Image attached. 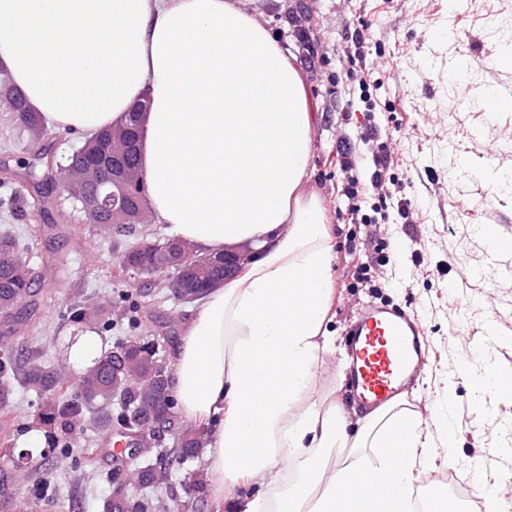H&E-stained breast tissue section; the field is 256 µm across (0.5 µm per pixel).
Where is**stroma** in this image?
<instances>
[{
    "instance_id": "stroma-1",
    "label": "stroma",
    "mask_w": 512,
    "mask_h": 512,
    "mask_svg": "<svg viewBox=\"0 0 512 512\" xmlns=\"http://www.w3.org/2000/svg\"><path fill=\"white\" fill-rule=\"evenodd\" d=\"M299 63L318 121L312 142L307 187L317 194L335 239L332 263L334 294L326 326L341 336L369 302L400 305L418 315L429 356L418 382L404 395L408 409L430 422L444 399L457 404L458 442L438 447L434 470L456 464L494 476L512 474V456L492 452L512 426V396L492 411L478 402L470 376L461 375V359L483 351L504 371H512V252L491 253L476 228L488 226L512 237V202L501 200L483 172L512 173V112L488 115L480 105L485 90L512 95V68L498 54L512 36V0H244ZM318 55L304 63L306 41ZM368 84H361V76ZM8 117L0 108V195L14 193L17 205L0 211L18 245L30 235L39 244L31 263L40 273L35 286L52 291L53 301L22 305L17 322L0 320V348L41 352L53 362L66 353L77 325L68 322L72 305L111 295L113 266L125 241L74 220L58 194L34 203L32 182L63 162L79 146L78 135L53 132L43 145L6 137ZM372 124L389 136L403 197L415 202L411 223L397 213L375 224L352 223L333 202L344 179L336 152L352 145L364 161L374 146L363 139ZM399 252L378 265L380 240ZM371 265L377 285H361L356 271ZM194 309L179 302L167 281L152 285L144 299L145 331H161L165 322L183 331ZM343 344L320 363L322 395L344 405L353 398L345 382ZM52 477L62 495L79 500L82 512H100L111 490L100 481L94 489L73 485L67 468L46 464L15 479L9 497L0 496V512H17L33 482Z\"/></svg>"
}]
</instances>
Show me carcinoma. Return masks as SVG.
<instances>
[{"label":"carcinoma","mask_w":512,"mask_h":512,"mask_svg":"<svg viewBox=\"0 0 512 512\" xmlns=\"http://www.w3.org/2000/svg\"><path fill=\"white\" fill-rule=\"evenodd\" d=\"M8 109L16 110L9 121L13 136L27 137L33 143L48 138L50 130L42 124L38 113L27 111V99L15 87L6 73L0 70V101ZM133 124L129 119L119 125L100 132L83 142L89 150L112 151V143L120 142ZM71 168L67 176L75 177L73 208L83 211L82 199L93 195L97 184L93 169L86 165L83 155L68 160ZM148 223L146 196L138 199L128 223L115 226L103 216L98 227L105 233L125 236L136 231V225ZM123 262L136 266H151L155 262L152 253L129 250ZM224 280V259L218 257L201 262L193 258L184 263L180 271L182 291L178 298L193 302L214 283ZM34 270L26 264L17 247V241L8 229L0 231V315L9 318L16 314L19 306L33 302L31 292ZM113 296L119 307L131 321L133 334L116 338L112 345L101 350L92 365L73 373L62 362L49 363L38 354L22 356L11 350L0 351V421L10 427V434L20 436L29 429V424L19 421L14 411L16 376H21L24 387L43 396L53 393L56 398L38 406V419L49 428L48 452L56 460L66 461L74 453L77 435H84L87 428L104 431L115 428H141L149 421V412L159 409L172 419L178 417V406L174 396L166 387L164 369L159 365L158 342L160 335L146 338L136 332L141 326L143 289L127 293L118 288ZM112 303L106 300L77 304L70 309L69 319L74 324L91 326L100 333L112 330ZM163 435L153 438L154 452L118 482L120 488L102 503V512H182L186 505L173 497L162 498L155 490L168 484L170 478L168 454L182 462L199 457L205 437L192 425L176 428L173 436L174 449L163 445ZM58 502L56 483L45 478L33 488L30 497L23 503L22 512H44Z\"/></svg>","instance_id":"1"}]
</instances>
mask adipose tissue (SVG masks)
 Returning <instances> with one entry per match:
<instances>
[{
    "label": "adipose tissue",
    "mask_w": 512,
    "mask_h": 512,
    "mask_svg": "<svg viewBox=\"0 0 512 512\" xmlns=\"http://www.w3.org/2000/svg\"><path fill=\"white\" fill-rule=\"evenodd\" d=\"M0 66L58 131L147 101L156 221L195 249L260 253L171 352L180 411L210 430L217 512H412L450 412L427 430L400 402L353 419L317 393L334 245L305 189L316 114L288 50L240 0H0Z\"/></svg>",
    "instance_id": "1"
}]
</instances>
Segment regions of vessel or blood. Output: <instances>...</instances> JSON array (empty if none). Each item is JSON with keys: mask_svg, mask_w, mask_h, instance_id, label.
<instances>
[{"mask_svg": "<svg viewBox=\"0 0 512 512\" xmlns=\"http://www.w3.org/2000/svg\"><path fill=\"white\" fill-rule=\"evenodd\" d=\"M344 336L346 378L361 408L386 406L415 381L424 350L414 316L372 304L347 325Z\"/></svg>", "mask_w": 512, "mask_h": 512, "instance_id": "b4317fda", "label": "vessel or blood"}]
</instances>
